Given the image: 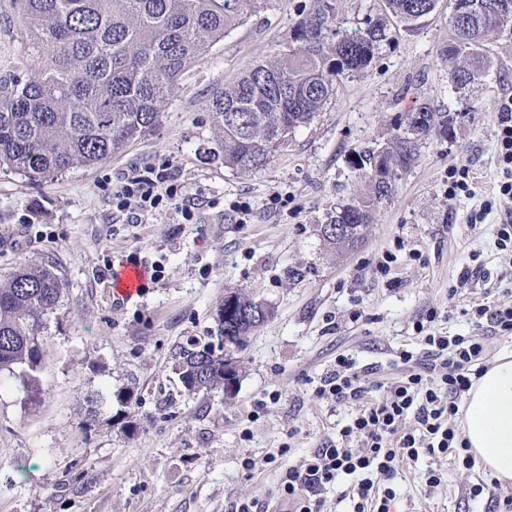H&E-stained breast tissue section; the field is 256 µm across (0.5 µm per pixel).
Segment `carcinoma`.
<instances>
[{"label": "carcinoma", "instance_id": "carcinoma-1", "mask_svg": "<svg viewBox=\"0 0 512 512\" xmlns=\"http://www.w3.org/2000/svg\"><path fill=\"white\" fill-rule=\"evenodd\" d=\"M379 13L352 34L341 31L337 0H311L292 30L296 47L249 68L213 97L209 120L224 168L263 167L332 102L345 76L372 64L392 32L413 30L438 0H379ZM269 0H0V169L44 183L94 167L155 126L184 75L214 44ZM451 36L440 59L456 86L480 83L494 67L491 36L512 28V0H448ZM382 157L358 159L364 188L326 214L342 233L321 238L343 253L364 240L375 211L414 164L418 137L448 134V114L422 101ZM65 284L50 266L23 265L0 284V374L37 384L43 333ZM206 340L173 348V370L189 395H234L224 344L238 351L259 317L258 297L233 292Z\"/></svg>", "mask_w": 512, "mask_h": 512}]
</instances>
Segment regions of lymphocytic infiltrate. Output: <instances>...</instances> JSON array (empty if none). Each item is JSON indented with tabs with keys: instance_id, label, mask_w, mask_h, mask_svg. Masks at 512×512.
<instances>
[{
	"instance_id": "lymphocytic-infiltrate-1",
	"label": "lymphocytic infiltrate",
	"mask_w": 512,
	"mask_h": 512,
	"mask_svg": "<svg viewBox=\"0 0 512 512\" xmlns=\"http://www.w3.org/2000/svg\"><path fill=\"white\" fill-rule=\"evenodd\" d=\"M497 142L505 177L497 196L502 218L496 247L512 252V99L502 105ZM174 168L167 159L146 173L120 179L112 191V205L126 223H144L163 207L180 211L186 223H197ZM413 330L421 356L399 352L402 371L376 387H366L354 358L337 356L315 394L354 406L355 414L342 428L338 444L314 449L300 464L286 468L281 490L290 512H323L320 491L342 474L357 478L352 488L354 512H391L399 462H415L423 454L450 455L465 469L474 468L454 419L459 398L485 367L487 345L476 336L436 333L421 321Z\"/></svg>"
}]
</instances>
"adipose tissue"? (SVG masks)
<instances>
[{
	"instance_id": "adipose-tissue-1",
	"label": "adipose tissue",
	"mask_w": 512,
	"mask_h": 512,
	"mask_svg": "<svg viewBox=\"0 0 512 512\" xmlns=\"http://www.w3.org/2000/svg\"><path fill=\"white\" fill-rule=\"evenodd\" d=\"M460 416L470 452L496 480L512 483V352L488 363Z\"/></svg>"
}]
</instances>
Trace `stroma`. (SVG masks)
Here are the masks:
<instances>
[{
  "label": "stroma",
  "instance_id": "stroma-1",
  "mask_svg": "<svg viewBox=\"0 0 512 512\" xmlns=\"http://www.w3.org/2000/svg\"><path fill=\"white\" fill-rule=\"evenodd\" d=\"M299 0H273L209 49L185 76L158 123L93 168L32 184L0 169V280L24 264L52 263L66 290L44 330L39 387L0 378V512H228L239 499L277 502L288 464L334 443L352 407L316 399L339 354L369 367L366 385L394 377L399 349L417 350L413 324L436 313V330L483 336L490 355L512 339L487 337L473 303L512 302V259L495 246L499 210L484 203L503 179L497 125L512 97V31L492 37L495 60L481 83L460 89L439 57L451 35L448 2L419 29L397 32L371 67L343 79L332 103L262 169L242 176L214 157L213 95L259 61L285 51ZM448 114V135L419 142L414 166L383 203L357 248L336 254L318 224L361 183L351 162L385 145L415 100ZM173 159L200 221L163 210L132 227L112 208L118 178ZM467 167L468 191L448 194V172ZM288 201L280 207L275 196ZM249 202L239 223L229 206ZM393 262L387 274L376 265ZM159 264L162 278L123 304L112 268ZM300 270L289 279L288 269ZM472 284L458 289L465 269ZM256 294L271 308L250 336L236 395L189 396L172 350L202 338L224 291ZM96 409H89V398ZM245 469V455L277 453ZM401 463L398 512H498L470 497L486 478L438 458Z\"/></svg>",
  "mask_w": 512,
  "mask_h": 512
}]
</instances>
